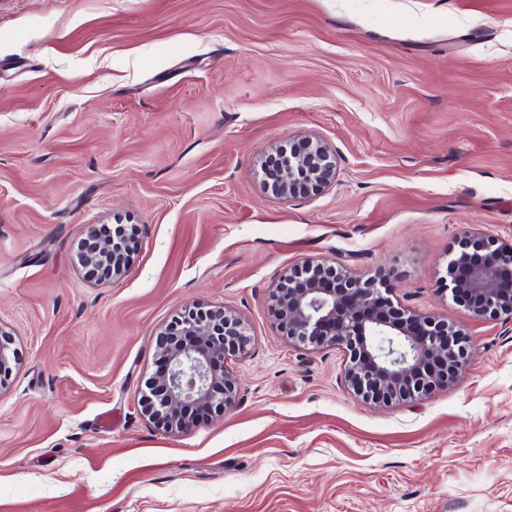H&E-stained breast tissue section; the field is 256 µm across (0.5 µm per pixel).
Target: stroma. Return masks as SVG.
Masks as SVG:
<instances>
[{
  "label": "stroma",
  "instance_id": "stroma-1",
  "mask_svg": "<svg viewBox=\"0 0 512 512\" xmlns=\"http://www.w3.org/2000/svg\"><path fill=\"white\" fill-rule=\"evenodd\" d=\"M308 137L335 182L266 192ZM115 222L134 264L88 276L82 227ZM468 232L512 239V0H0V512H512V319L444 288ZM309 258L391 271L466 366L356 397L269 311ZM200 306L254 344L235 407L168 434L156 336Z\"/></svg>",
  "mask_w": 512,
  "mask_h": 512
}]
</instances>
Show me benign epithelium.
Listing matches in <instances>:
<instances>
[{
  "label": "benign epithelium",
  "mask_w": 512,
  "mask_h": 512,
  "mask_svg": "<svg viewBox=\"0 0 512 512\" xmlns=\"http://www.w3.org/2000/svg\"><path fill=\"white\" fill-rule=\"evenodd\" d=\"M336 180L332 149L306 139L286 158L267 163L265 190L282 199L328 187ZM88 246L81 262L94 268L112 262L111 276L133 264L116 250L97 224L83 225ZM512 240L478 232L463 236L448 260L446 287L452 299L477 317L512 318ZM393 274L368 278L325 261L293 268L270 294V310L288 341L334 347L346 355L344 381L356 395L375 403L423 398L448 388L468 354L464 334L448 323L396 305L387 296ZM10 332L0 323V376L16 361ZM252 336L244 319L224 307L190 311L158 336L161 368L153 376L156 400L142 412L166 431L188 433L199 414L231 409L236 379L228 361L247 354Z\"/></svg>",
  "instance_id": "benign-epithelium-1"
}]
</instances>
